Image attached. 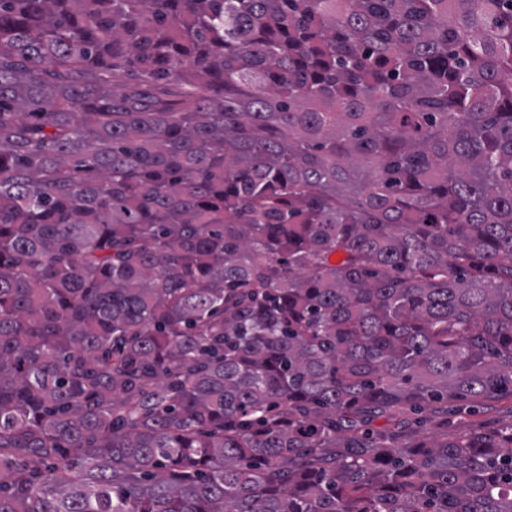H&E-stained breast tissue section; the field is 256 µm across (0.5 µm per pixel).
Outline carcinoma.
Masks as SVG:
<instances>
[{"mask_svg": "<svg viewBox=\"0 0 512 512\" xmlns=\"http://www.w3.org/2000/svg\"><path fill=\"white\" fill-rule=\"evenodd\" d=\"M508 399L512 0H0V512H512ZM510 399L501 403H496L493 408H481L474 416L463 412V409L455 414L448 415V434L453 433L457 428L466 424L469 420H475L490 425L509 424L512 420Z\"/></svg>", "mask_w": 512, "mask_h": 512, "instance_id": "1", "label": "carcinoma"}]
</instances>
